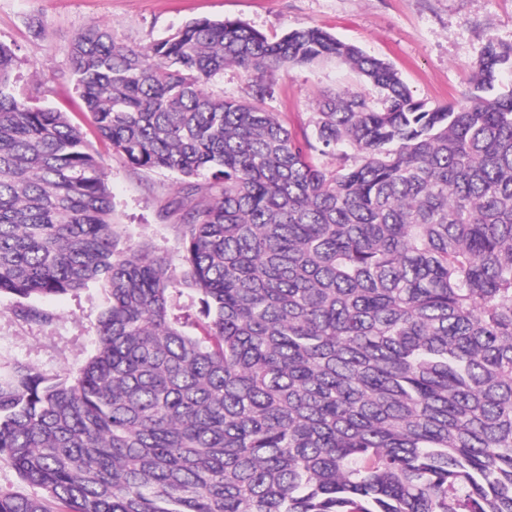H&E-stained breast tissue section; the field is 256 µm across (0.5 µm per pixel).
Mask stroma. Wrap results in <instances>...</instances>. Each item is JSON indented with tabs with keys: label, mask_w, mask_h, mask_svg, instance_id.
Instances as JSON below:
<instances>
[{
	"label": "stroma",
	"mask_w": 512,
	"mask_h": 512,
	"mask_svg": "<svg viewBox=\"0 0 512 512\" xmlns=\"http://www.w3.org/2000/svg\"><path fill=\"white\" fill-rule=\"evenodd\" d=\"M195 18L239 21L270 37L320 27L393 65L413 94L432 105L461 99L488 38L512 43V0H0V42L16 54L13 80L34 91V105L68 113L82 128L108 172L113 218L125 241L148 243L176 266L182 262L178 219L162 206L178 177L132 171L97 138L80 105L67 47L100 24L116 41L143 48ZM285 84L265 107L297 131L307 126L321 93L370 90L332 63L297 69ZM34 304L51 322L18 320L15 300L0 299V375L19 365L49 377L76 371L95 350L105 291L92 285Z\"/></svg>",
	"instance_id": "stroma-1"
}]
</instances>
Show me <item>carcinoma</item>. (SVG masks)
Listing matches in <instances>:
<instances>
[{
    "label": "carcinoma",
    "mask_w": 512,
    "mask_h": 512,
    "mask_svg": "<svg viewBox=\"0 0 512 512\" xmlns=\"http://www.w3.org/2000/svg\"><path fill=\"white\" fill-rule=\"evenodd\" d=\"M68 55L98 136L180 176L183 263L123 241L102 161L0 42V297L109 295L75 374L0 377V460L41 489L0 512H512V44L435 107L318 27L94 25ZM324 61L374 94L297 134L264 104ZM226 66L248 97L208 91Z\"/></svg>",
    "instance_id": "cac0c4a2"
}]
</instances>
